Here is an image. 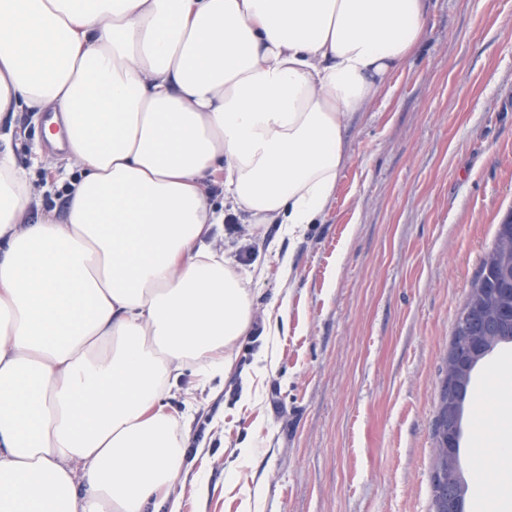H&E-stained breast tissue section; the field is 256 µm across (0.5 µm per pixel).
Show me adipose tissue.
Listing matches in <instances>:
<instances>
[{"label": "adipose tissue", "instance_id": "ef3b65f1", "mask_svg": "<svg viewBox=\"0 0 512 512\" xmlns=\"http://www.w3.org/2000/svg\"><path fill=\"white\" fill-rule=\"evenodd\" d=\"M427 22L425 0H0V512H181L194 405L170 400L231 376L256 311L213 240L230 213L321 219ZM24 108L80 166L62 210L17 163ZM471 426L512 512V420Z\"/></svg>", "mask_w": 512, "mask_h": 512}]
</instances>
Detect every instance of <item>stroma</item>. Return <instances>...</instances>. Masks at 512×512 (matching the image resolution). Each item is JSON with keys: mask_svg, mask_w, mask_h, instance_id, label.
Wrapping results in <instances>:
<instances>
[{"mask_svg": "<svg viewBox=\"0 0 512 512\" xmlns=\"http://www.w3.org/2000/svg\"><path fill=\"white\" fill-rule=\"evenodd\" d=\"M420 51L391 93L356 118L352 157L323 219L300 234L257 227L237 259L265 267L260 307L288 298L277 366L242 401L239 377L204 391L182 477L209 452L208 491L182 512H430L433 421L455 320L497 226L512 212V0H427ZM20 163L51 206L65 152L16 118ZM512 372V344L479 362L464 403L458 466L471 477L492 434L470 419L490 379ZM222 425H213L214 416ZM252 440L256 465L225 467ZM465 512H497L470 484Z\"/></svg>", "mask_w": 512, "mask_h": 512, "instance_id": "obj_1", "label": "stroma"}]
</instances>
